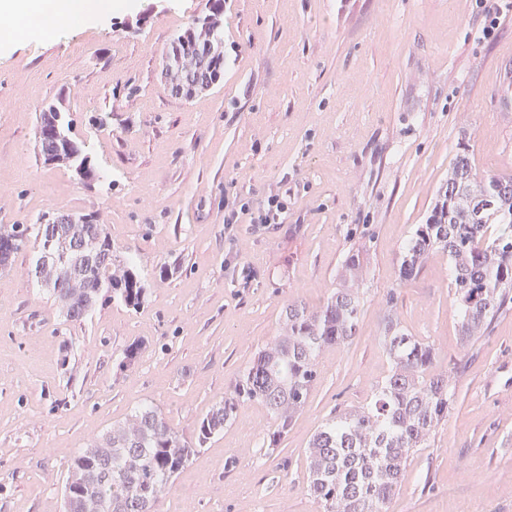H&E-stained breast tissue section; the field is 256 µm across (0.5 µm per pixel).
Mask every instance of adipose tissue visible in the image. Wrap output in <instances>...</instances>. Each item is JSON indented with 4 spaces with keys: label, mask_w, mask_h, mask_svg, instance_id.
<instances>
[{
    "label": "adipose tissue",
    "mask_w": 512,
    "mask_h": 512,
    "mask_svg": "<svg viewBox=\"0 0 512 512\" xmlns=\"http://www.w3.org/2000/svg\"><path fill=\"white\" fill-rule=\"evenodd\" d=\"M112 12L113 0H0V43H13L19 24L33 17L92 22Z\"/></svg>",
    "instance_id": "ef3b65f1"
}]
</instances>
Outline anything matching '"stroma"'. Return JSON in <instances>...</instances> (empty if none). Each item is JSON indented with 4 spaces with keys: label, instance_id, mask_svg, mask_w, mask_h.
Instances as JSON below:
<instances>
[{
    "label": "stroma",
    "instance_id": "obj_1",
    "mask_svg": "<svg viewBox=\"0 0 512 512\" xmlns=\"http://www.w3.org/2000/svg\"><path fill=\"white\" fill-rule=\"evenodd\" d=\"M480 2L224 0V78L189 101L162 58L205 0H134L0 50V224L95 214L152 284L139 310L109 303L75 324L37 283L32 251L0 272V512H62L67 460L138 406L195 441L288 304L323 305L354 253L356 334L321 352L277 446L267 409L240 404L159 512H322L306 449L387 375L391 309L433 346L454 403L387 512H512V308L467 344L447 256L398 280L461 141L479 170L512 175V16L481 38ZM57 96L90 183L34 156L36 109ZM272 195L281 223H227Z\"/></svg>",
    "mask_w": 512,
    "mask_h": 512
}]
</instances>
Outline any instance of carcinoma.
<instances>
[{
    "mask_svg": "<svg viewBox=\"0 0 512 512\" xmlns=\"http://www.w3.org/2000/svg\"><path fill=\"white\" fill-rule=\"evenodd\" d=\"M167 76L181 83L200 67L207 82L182 83L192 99L224 76V0H207L205 12L178 34L167 53ZM38 154L46 162L79 170L89 156L70 137L72 120L56 105L41 107ZM65 223L0 225V270L34 245V277L57 302L66 320L82 322L97 306L117 301L136 310L150 285L105 225L91 214L68 213ZM497 225L491 236L488 230ZM434 252L448 256L461 335H484L494 317L512 303V176L477 172L469 146L459 143L448 179L425 223L403 247L399 283L417 279ZM359 261L350 258L336 292L326 304L288 305L281 333L257 352L233 392L197 424L190 444L151 406L135 409L112 426L105 441L84 448L67 463L65 512H158L171 479L191 461L196 448L224 432L239 404L264 405L274 422L269 442L277 444L307 400L317 377V358L327 347L355 336L360 316ZM384 347L390 370L369 402L328 419L308 448L311 495L323 512H385L409 457L426 447L453 402L448 374L434 369L431 345L412 336L389 316Z\"/></svg>",
    "mask_w": 512,
    "mask_h": 512,
    "instance_id": "1",
    "label": "carcinoma"
}]
</instances>
